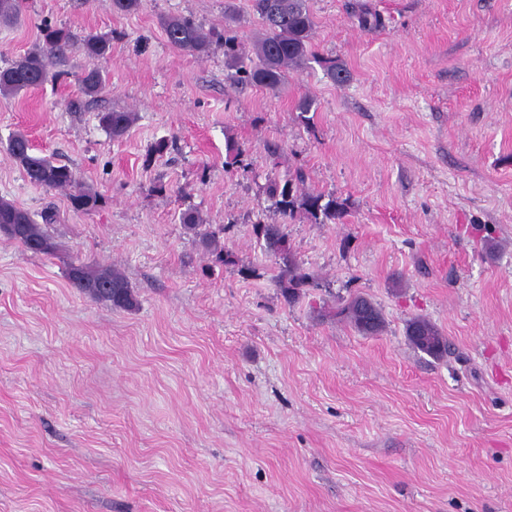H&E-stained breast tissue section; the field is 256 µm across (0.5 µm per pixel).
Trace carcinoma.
I'll return each instance as SVG.
<instances>
[{"instance_id":"obj_1","label":"carcinoma","mask_w":512,"mask_h":512,"mask_svg":"<svg viewBox=\"0 0 512 512\" xmlns=\"http://www.w3.org/2000/svg\"><path fill=\"white\" fill-rule=\"evenodd\" d=\"M253 9L265 26V33L250 47L238 42L227 31L206 30L185 16H166L161 19L167 42L174 49L199 59L219 51L231 64L234 73L230 80L237 84L259 86L276 91L288 82V72L303 70L314 59L312 40L315 21L307 0H253ZM23 0H0V27H13L21 22ZM42 47L7 60L0 66V95L8 98L21 91L43 85L50 68L61 63L67 51L75 49L89 59L107 58L109 42L95 34L75 41L63 29L44 26ZM328 77L335 84L350 80L346 66L334 58L323 60ZM79 90L96 97L108 91L106 73L100 66L84 70L77 76ZM135 121V113L103 112L100 125L114 138L123 136ZM6 151L21 168L29 182L45 189L75 188L76 174L71 167L58 164L46 156L34 153L33 145L24 133L13 134ZM301 175H288L273 180L266 186V194L273 201L280 221L253 225L254 234L266 256L279 268L274 282L281 296L289 304L296 302L305 288L315 287V278L293 256L288 243L286 224L299 218L310 224H340L347 215L346 201L331 195L310 192L300 188ZM42 224H52L51 210L41 213ZM180 223L187 233L215 260L229 265L235 263L233 254L221 244L219 235L224 229L207 226L199 211L191 204L180 212ZM0 224H18L20 231L11 235L25 250L33 254L55 253L60 244L54 241L42 224L29 212L14 203L0 199ZM72 287L91 299L115 310H131L137 305L135 289L125 275L115 267L87 264L82 261L69 270ZM334 316L348 323L365 336L381 333L385 327L380 309L363 296H354L336 308ZM405 333L410 345L436 359L448 355V340L430 320L417 317L406 324Z\"/></svg>"}]
</instances>
